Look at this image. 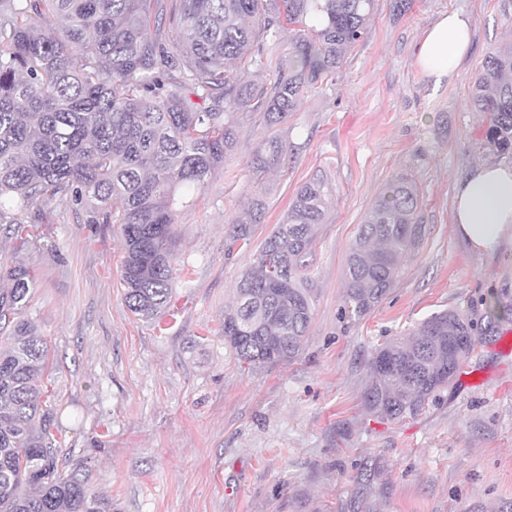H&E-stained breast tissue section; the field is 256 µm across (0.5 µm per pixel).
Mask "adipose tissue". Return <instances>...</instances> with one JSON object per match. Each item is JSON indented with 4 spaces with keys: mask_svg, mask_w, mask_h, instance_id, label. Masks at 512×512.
Segmentation results:
<instances>
[{
    "mask_svg": "<svg viewBox=\"0 0 512 512\" xmlns=\"http://www.w3.org/2000/svg\"><path fill=\"white\" fill-rule=\"evenodd\" d=\"M471 45L468 16L451 12L427 31L418 62L428 77L442 80L455 72ZM455 233L473 250L493 254L512 243V163L481 162L457 183Z\"/></svg>",
    "mask_w": 512,
    "mask_h": 512,
    "instance_id": "ef3b65f1",
    "label": "adipose tissue"
}]
</instances>
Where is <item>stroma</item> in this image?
Wrapping results in <instances>:
<instances>
[{"mask_svg": "<svg viewBox=\"0 0 512 512\" xmlns=\"http://www.w3.org/2000/svg\"><path fill=\"white\" fill-rule=\"evenodd\" d=\"M454 11L471 20V48L437 83L417 47ZM511 43L512 0H413L404 13L379 0L332 82L272 130L288 145L285 168L254 185L250 161L271 131L245 121L196 205L178 211L160 322L125 304L117 225L84 223L56 199L25 228L27 244L0 233V258L31 270L26 317L49 346L61 446L87 459L92 491L118 512H340L370 464L374 512L512 507V323L484 303H512V247L476 252L452 224L458 178L489 159L471 82ZM319 173L333 192L308 256L309 332L293 360L249 367L224 342V313L297 187ZM401 176L423 198V239L384 300L350 315L349 247L367 208ZM258 191L265 208L249 243L230 244ZM445 309L473 321L471 354L421 414L378 418L364 401L373 352Z\"/></svg>", "mask_w": 512, "mask_h": 512, "instance_id": "stroma-1", "label": "stroma"}]
</instances>
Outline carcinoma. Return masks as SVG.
I'll return each instance as SVG.
<instances>
[{
	"label": "carcinoma",
	"instance_id": "cac0c4a2",
	"mask_svg": "<svg viewBox=\"0 0 512 512\" xmlns=\"http://www.w3.org/2000/svg\"><path fill=\"white\" fill-rule=\"evenodd\" d=\"M378 0H0V224L21 228L64 198L88 224H117L127 308L153 321L172 293L177 212L224 165L247 115L272 128L332 79ZM291 34L269 66L263 46ZM470 102L488 117L484 147L512 152V44L488 56ZM288 146L263 141L255 178L282 166ZM332 187L301 185L236 285L224 341L250 366L300 352L313 317L306 257L326 223ZM422 201L403 177L364 213L350 246L345 303L361 317L390 291L422 237ZM0 512H114L88 487L87 463L60 462L63 411L48 403V349L24 311L28 267L0 261ZM467 316L431 314L377 348L368 409L400 421L432 403L473 350ZM362 484L349 512H371Z\"/></svg>",
	"mask_w": 512,
	"mask_h": 512
}]
</instances>
